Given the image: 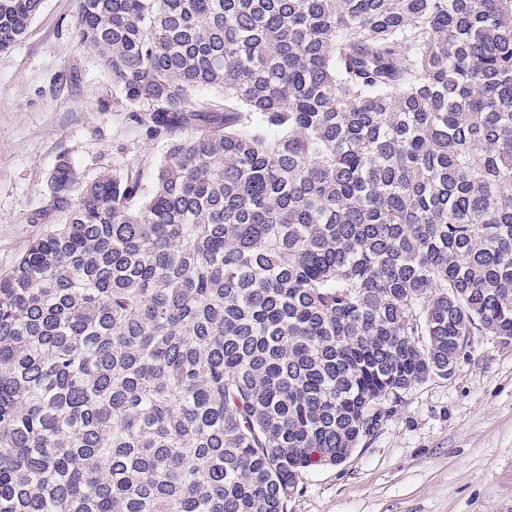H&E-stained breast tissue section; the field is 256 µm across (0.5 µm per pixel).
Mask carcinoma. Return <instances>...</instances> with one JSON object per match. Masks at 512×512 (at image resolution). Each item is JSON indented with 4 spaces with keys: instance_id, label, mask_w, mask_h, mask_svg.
<instances>
[{
    "instance_id": "cac0c4a2",
    "label": "carcinoma",
    "mask_w": 512,
    "mask_h": 512,
    "mask_svg": "<svg viewBox=\"0 0 512 512\" xmlns=\"http://www.w3.org/2000/svg\"><path fill=\"white\" fill-rule=\"evenodd\" d=\"M75 40L167 150L147 195L57 165L0 275V512H287L512 340V0H78Z\"/></svg>"
}]
</instances>
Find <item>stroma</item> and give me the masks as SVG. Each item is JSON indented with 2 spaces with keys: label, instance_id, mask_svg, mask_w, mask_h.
I'll return each instance as SVG.
<instances>
[{
  "label": "stroma",
  "instance_id": "35a3bbf8",
  "mask_svg": "<svg viewBox=\"0 0 512 512\" xmlns=\"http://www.w3.org/2000/svg\"><path fill=\"white\" fill-rule=\"evenodd\" d=\"M76 14L77 0H43L0 53V273L66 221L48 208L57 164L81 184L132 167L148 190L166 151L76 45ZM288 512H512V342L472 336L450 376L393 401L343 463L302 474Z\"/></svg>",
  "mask_w": 512,
  "mask_h": 512
}]
</instances>
